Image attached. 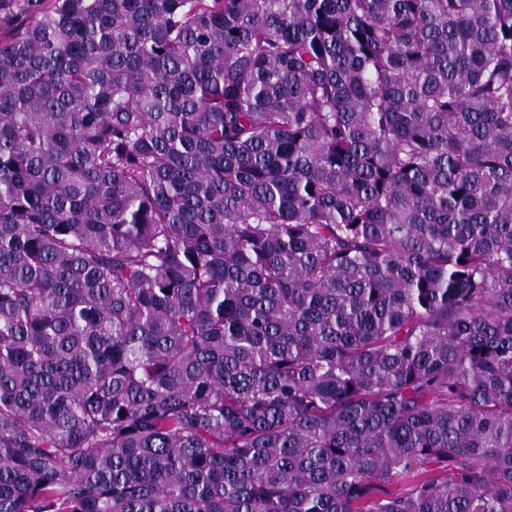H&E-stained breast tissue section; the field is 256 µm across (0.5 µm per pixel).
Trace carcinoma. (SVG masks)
<instances>
[{"instance_id": "obj_1", "label": "carcinoma", "mask_w": 512, "mask_h": 512, "mask_svg": "<svg viewBox=\"0 0 512 512\" xmlns=\"http://www.w3.org/2000/svg\"><path fill=\"white\" fill-rule=\"evenodd\" d=\"M0 512H512V0H0Z\"/></svg>"}]
</instances>
